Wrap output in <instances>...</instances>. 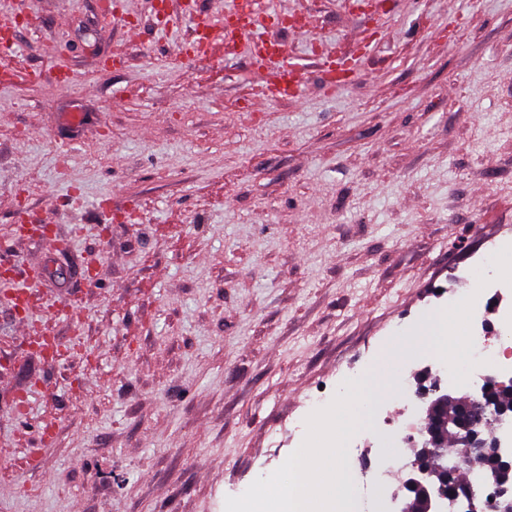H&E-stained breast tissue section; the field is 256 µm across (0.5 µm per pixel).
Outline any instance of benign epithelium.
Returning <instances> with one entry per match:
<instances>
[{
  "instance_id": "7a95c632",
  "label": "benign epithelium",
  "mask_w": 512,
  "mask_h": 512,
  "mask_svg": "<svg viewBox=\"0 0 512 512\" xmlns=\"http://www.w3.org/2000/svg\"><path fill=\"white\" fill-rule=\"evenodd\" d=\"M502 383L493 378L485 380L480 395L466 394L455 397L435 382L421 391L426 406L425 425L420 434L418 460L399 478L393 498H402L399 512H486L485 498L481 491L465 488L448 495V479L456 471L448 466V407L453 406L466 415L491 416L497 420L512 409L489 396V388ZM456 446L480 454L488 441L469 420L458 424L453 434ZM495 486V512H512V461L499 463L493 472Z\"/></svg>"
}]
</instances>
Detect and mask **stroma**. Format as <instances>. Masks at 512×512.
<instances>
[{
    "label": "stroma",
    "instance_id": "obj_1",
    "mask_svg": "<svg viewBox=\"0 0 512 512\" xmlns=\"http://www.w3.org/2000/svg\"><path fill=\"white\" fill-rule=\"evenodd\" d=\"M273 2L308 22L267 29L301 59L376 33L357 75L253 112L246 61L178 55L192 26L158 30L156 0H124V26L27 0L39 28L0 54L37 75L0 84V269L41 277L25 314L0 302V457L56 436L41 474H0V512H236L318 445L288 434L309 396L338 410L337 384L512 248V0ZM29 328L92 358L48 363Z\"/></svg>",
    "mask_w": 512,
    "mask_h": 512
}]
</instances>
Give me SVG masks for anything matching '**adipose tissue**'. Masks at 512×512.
<instances>
[{"mask_svg":"<svg viewBox=\"0 0 512 512\" xmlns=\"http://www.w3.org/2000/svg\"><path fill=\"white\" fill-rule=\"evenodd\" d=\"M462 306H455L433 320L423 323L411 336L390 341L385 349L387 358H394L401 346L414 349L444 350L451 327L461 323ZM392 379H383L375 385L351 384L348 401L337 430L325 431L324 440L330 445L328 454L311 451L306 460L289 470L288 480L271 479L254 487L241 501L238 512H354L358 499L352 488L347 464L339 450L348 439V433L360 429L380 392L392 389Z\"/></svg>","mask_w":512,"mask_h":512,"instance_id":"ef3b65f1","label":"adipose tissue"}]
</instances>
